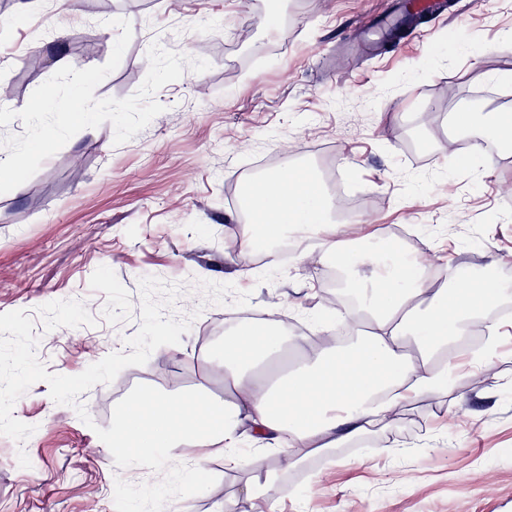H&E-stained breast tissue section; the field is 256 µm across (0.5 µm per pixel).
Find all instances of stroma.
<instances>
[{"instance_id": "1", "label": "stroma", "mask_w": 512, "mask_h": 512, "mask_svg": "<svg viewBox=\"0 0 512 512\" xmlns=\"http://www.w3.org/2000/svg\"><path fill=\"white\" fill-rule=\"evenodd\" d=\"M0 0V88L13 110L59 68L104 65L132 39L96 98L142 84L151 43L210 62L154 98L164 110L127 142L111 123L73 136L38 172L0 194V512H254L248 473L224 456L202 485L174 461L113 459L112 409L150 390L232 400L214 363L242 310L336 326L351 307L326 266L231 248L239 185L318 153L371 202L356 237L397 241L443 275L512 281V158L463 148L449 114L478 99L512 112V0H455L419 37L368 52L345 46L398 0ZM395 445L387 456L380 445ZM264 467L279 512H512V349L462 375L454 398L401 407L347 447Z\"/></svg>"}]
</instances>
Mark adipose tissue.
I'll return each mask as SVG.
<instances>
[{
    "label": "adipose tissue",
    "mask_w": 512,
    "mask_h": 512,
    "mask_svg": "<svg viewBox=\"0 0 512 512\" xmlns=\"http://www.w3.org/2000/svg\"><path fill=\"white\" fill-rule=\"evenodd\" d=\"M308 179L307 170L289 167L263 178L251 200L262 221L239 225L235 238L241 248L251 249L260 239L279 243L289 225H318L328 241L316 262L345 272L358 302L370 305L367 318L344 310L341 317L352 331L348 343L325 339L311 362L271 386L254 367L284 354L287 320L271 315L225 330L216 360L236 402L222 406L198 396L169 402L154 393L133 395L112 414L114 457L137 462L156 449L187 445L194 454L180 462L176 476L198 483L209 453H223L227 467L241 466L235 446L245 433L279 448H341L372 428L388 426L399 407L451 390L459 376L482 373L501 360L497 322H484L481 345L460 349L463 325L482 320L501 299V288L470 280L451 293L432 289L425 264L401 260L398 248L386 242L368 251L374 270L362 278L351 264L348 225L332 218L329 203L308 189ZM250 467L240 497L257 503V512H276L277 486L260 461Z\"/></svg>",
    "instance_id": "ef3b65f1"
}]
</instances>
